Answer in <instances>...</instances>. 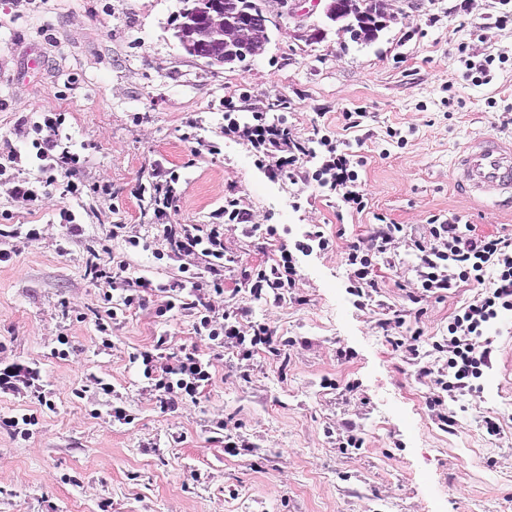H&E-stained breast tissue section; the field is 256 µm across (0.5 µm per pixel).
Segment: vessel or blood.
Returning <instances> with one entry per match:
<instances>
[{"mask_svg":"<svg viewBox=\"0 0 512 512\" xmlns=\"http://www.w3.org/2000/svg\"><path fill=\"white\" fill-rule=\"evenodd\" d=\"M460 177L457 188L470 196L483 198L512 191V143L497 135L472 140L454 162Z\"/></svg>","mask_w":512,"mask_h":512,"instance_id":"b4317fda","label":"vessel or blood"}]
</instances>
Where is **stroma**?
Masks as SVG:
<instances>
[{
    "label": "stroma",
    "mask_w": 512,
    "mask_h": 512,
    "mask_svg": "<svg viewBox=\"0 0 512 512\" xmlns=\"http://www.w3.org/2000/svg\"><path fill=\"white\" fill-rule=\"evenodd\" d=\"M265 3L274 22L263 54L219 67L181 49L172 27L180 0H0V163L30 155L19 126L59 112L87 158L88 183L110 188L102 198L70 199L52 187L30 203L10 198L0 181V225L40 232L0 238L11 254L0 262V369H36L42 392L0 390V418L37 420L26 438L0 428V512H512V385L502 374L512 315L490 330L481 395L452 403L458 426L446 432L430 416L434 387L418 367L438 365L432 344L475 288L462 283L416 306L408 299L414 258L400 246L379 260L380 290L360 309L344 263L351 245L370 244L381 219L417 236L432 219L451 217L480 234L512 236V206L464 195L453 172L473 138L512 135V24L496 23L498 0H396L397 15L376 40L356 43L326 17L323 0H296L285 14L277 0ZM488 56L493 79L474 84L465 63ZM355 109L367 115L348 135L369 201L360 214L327 190L272 177L269 163L222 135L230 110L244 120L267 113L303 142L317 126L341 130L343 112ZM190 132L220 153L194 154ZM158 164L180 176L170 223H211L233 195L258 224L252 235L224 227L223 300L289 342L286 370L262 351L240 368L232 350L195 336L192 316H157L179 266L141 190ZM64 206L77 213L82 236L67 239ZM116 224L148 249L112 238ZM314 231L332 245L298 254L294 294L252 300L241 265L273 264ZM93 250L124 254L127 276L152 283L139 308L118 314L107 350L95 328L104 304L85 273ZM396 313L404 319L397 335H421L419 362L381 327ZM61 333L63 360L53 354ZM161 335L168 352L194 347L211 360L213 379L197 403L161 409L132 362ZM342 349L349 360H338ZM115 397L131 422L108 415ZM486 416L501 420L497 439L481 427ZM218 419L251 451L230 455L212 441ZM348 422L364 445L343 452L336 437Z\"/></svg>",
    "instance_id": "obj_1"
}]
</instances>
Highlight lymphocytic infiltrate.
I'll use <instances>...</instances> for the list:
<instances>
[{
  "instance_id": "lymphocytic-infiltrate-1",
  "label": "lymphocytic infiltrate",
  "mask_w": 512,
  "mask_h": 512,
  "mask_svg": "<svg viewBox=\"0 0 512 512\" xmlns=\"http://www.w3.org/2000/svg\"><path fill=\"white\" fill-rule=\"evenodd\" d=\"M64 119L56 112L44 113L34 128L32 147L38 161L35 177L25 176L22 158L13 154L8 164H0V177L12 184L14 197L30 202L38 199L56 183L78 199L83 194L97 192V185L86 183L82 173L85 159L62 145L61 127ZM226 136L242 141L256 153L275 159L277 172L288 179L301 181L336 192L350 211L360 213L367 199L358 188V159L342 149L341 141L328 132L317 137L315 144L291 138L281 122L268 120L266 114H253L250 120H240L234 113L224 115ZM319 155L313 172L301 168L304 158ZM243 226L245 232H257L250 215L239 205L237 198H227L223 211L215 214L209 224H168L163 236L170 251L180 259V278L172 285L176 295L157 307L158 316L173 310L190 312L194 317L193 331L201 340L217 347L234 349L238 359H251L257 350H265L272 360L287 364L283 343L273 328L265 322L242 325V308L227 306L219 310L211 303L210 295L222 292L224 285V225ZM406 239L413 252L415 278L418 286L410 292L412 303L441 296L458 283L477 287L478 292L461 307L448 324L446 336L433 344L441 353V367H420L419 374L430 379L436 392L429 401L431 415L445 431H455L457 419L448 407L450 401L481 391L480 380L491 365V340L488 332L504 315L512 313V238L498 235H476L471 225L451 219L431 224L426 235H410L405 225L382 224L376 228L368 247L352 245L345 254L349 270L348 293L356 307H366L379 288L373 276L375 257L386 255L391 244ZM87 274L102 288L101 299L107 304L104 316L98 317L96 330L103 348H111L112 325L116 312L110 304L119 300L122 307L139 306L143 292L150 283L143 278L125 274L126 263L112 256L100 262H86ZM297 266L293 252L281 250L276 262L265 268H242L241 283L257 300H279L281 292L296 285ZM168 339L156 337L151 348L135 353L142 375L158 394L161 408L174 409L180 404L196 401L213 374L212 363L196 349L167 353Z\"/></svg>"
}]
</instances>
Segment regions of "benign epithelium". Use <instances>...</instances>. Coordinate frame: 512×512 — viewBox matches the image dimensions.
<instances>
[{"label": "benign epithelium", "instance_id": "benign-epithelium-1", "mask_svg": "<svg viewBox=\"0 0 512 512\" xmlns=\"http://www.w3.org/2000/svg\"><path fill=\"white\" fill-rule=\"evenodd\" d=\"M372 18L382 25L394 17L391 0H376ZM272 18L244 0H194L191 21L174 27L175 37L193 56L209 64L228 55L241 62L260 55L269 40Z\"/></svg>", "mask_w": 512, "mask_h": 512}]
</instances>
